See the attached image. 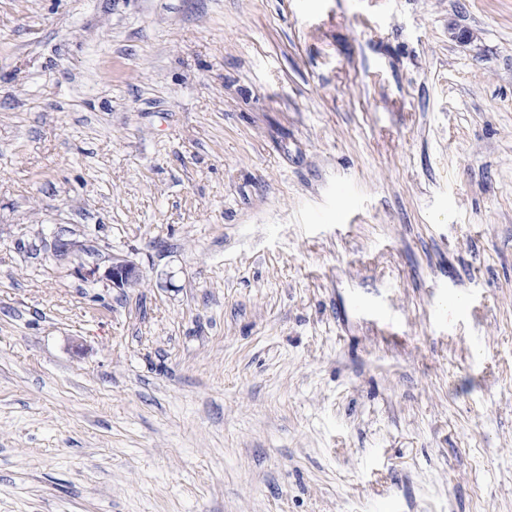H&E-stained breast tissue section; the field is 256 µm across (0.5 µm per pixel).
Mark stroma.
<instances>
[{"label": "stroma", "mask_w": 512, "mask_h": 512, "mask_svg": "<svg viewBox=\"0 0 512 512\" xmlns=\"http://www.w3.org/2000/svg\"><path fill=\"white\" fill-rule=\"evenodd\" d=\"M390 499L512 512V0H0V512ZM67 232V229L59 226L51 233L50 242L42 240L44 250L58 261L72 256L75 252L76 244L69 239ZM77 272L85 279H105L112 283L115 288H135L142 279V273L138 265L124 258L112 256V262L100 273V267L95 265L85 268L82 263L78 264Z\"/></svg>", "instance_id": "35a3bbf8"}]
</instances>
